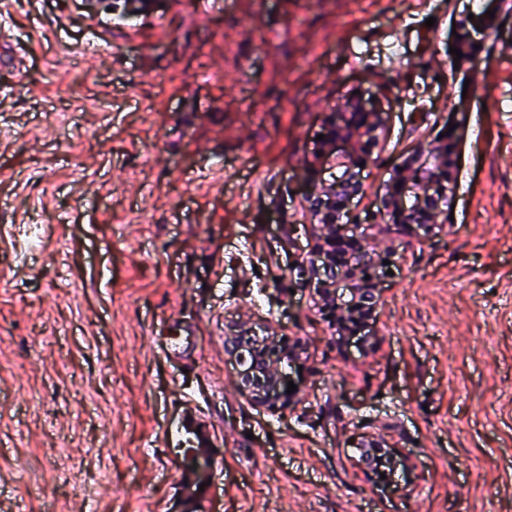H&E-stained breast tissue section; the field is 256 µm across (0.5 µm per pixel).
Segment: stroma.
Listing matches in <instances>:
<instances>
[{
	"instance_id": "obj_1",
	"label": "stroma",
	"mask_w": 512,
	"mask_h": 512,
	"mask_svg": "<svg viewBox=\"0 0 512 512\" xmlns=\"http://www.w3.org/2000/svg\"><path fill=\"white\" fill-rule=\"evenodd\" d=\"M1 23L24 65L0 63V475L23 476L0 512H187L164 439L186 389L212 439L202 512H512V0H142L130 23L6 0ZM356 93L388 124L354 232L391 271L351 338L313 293L306 196ZM448 125L453 220L377 217ZM239 323L298 342L287 410L237 388ZM372 438L402 463L382 480Z\"/></svg>"
}]
</instances>
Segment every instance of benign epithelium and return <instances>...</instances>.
<instances>
[{"mask_svg":"<svg viewBox=\"0 0 512 512\" xmlns=\"http://www.w3.org/2000/svg\"><path fill=\"white\" fill-rule=\"evenodd\" d=\"M385 125L384 112L369 101L356 97L337 104L336 116L325 129L321 154L312 166L307 201L319 218L321 233L311 269L316 294L338 336L365 325L381 300L379 289L366 279V271L382 256L360 247L356 262L350 263L337 259L334 250L338 245L349 246L341 221L357 222L350 208L360 192L354 169L369 160L368 147L378 143ZM451 155L447 134L436 138L427 153L416 152L404 159L399 182L390 184L381 199L390 223L415 224L426 232L446 223L444 202L456 177ZM295 350V346L275 345L243 330L224 336V351L238 366L239 386L251 401L273 412L287 409L297 399L298 392L287 393L288 370L296 367ZM361 452L368 467L380 473V460L386 457L381 443L370 440Z\"/></svg>","mask_w":512,"mask_h":512,"instance_id":"obj_1","label":"benign epithelium"}]
</instances>
